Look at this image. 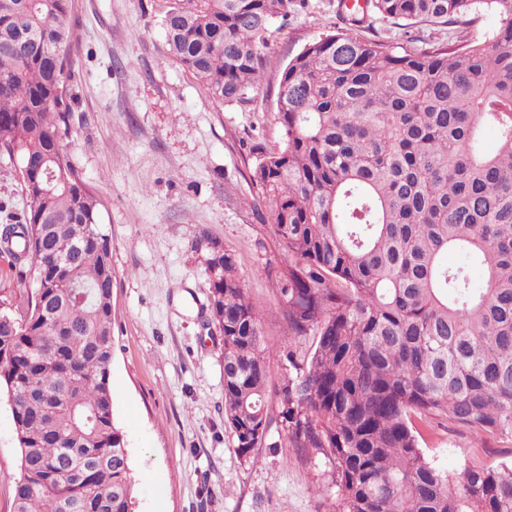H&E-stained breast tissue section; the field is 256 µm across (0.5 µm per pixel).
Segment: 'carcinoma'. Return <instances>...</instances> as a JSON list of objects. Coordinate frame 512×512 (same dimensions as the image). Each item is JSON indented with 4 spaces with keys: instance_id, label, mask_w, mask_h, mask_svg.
Here are the masks:
<instances>
[{
    "instance_id": "obj_1",
    "label": "carcinoma",
    "mask_w": 512,
    "mask_h": 512,
    "mask_svg": "<svg viewBox=\"0 0 512 512\" xmlns=\"http://www.w3.org/2000/svg\"><path fill=\"white\" fill-rule=\"evenodd\" d=\"M301 0H173L174 60L205 93L259 88L274 21ZM73 0H0V156L22 217L0 258L26 298L0 293V392L22 479L12 512H133L110 389L112 249L101 203L63 148L75 64ZM281 74L274 149L248 167L286 262L274 272L286 335L312 337L269 406L259 304L232 254L202 236L207 322H224V417L242 458L270 425L336 465V512H512V462L451 473L418 447L413 416L512 439V0H365ZM494 45L464 40L479 14ZM454 25L420 50L372 20ZM499 132L486 153L481 131ZM465 261L448 265V251ZM485 279L472 287L470 263Z\"/></svg>"
}]
</instances>
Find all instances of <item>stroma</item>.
Segmentation results:
<instances>
[{"instance_id": "obj_1", "label": "stroma", "mask_w": 512, "mask_h": 512, "mask_svg": "<svg viewBox=\"0 0 512 512\" xmlns=\"http://www.w3.org/2000/svg\"><path fill=\"white\" fill-rule=\"evenodd\" d=\"M170 0H75L77 62L64 149L103 202L112 248L113 416L134 480V512H330L336 472L269 435L239 456L224 421V361L205 327L208 278L192 250L200 235L231 253L260 304L271 388L289 354L311 339L284 334L273 269L284 261L253 205L255 147L281 139V74L310 41L341 25L338 0H305L277 20L263 48L264 76L246 103L219 105L172 58L162 18ZM375 29L393 46L454 37L448 27ZM419 444L457 472L512 459V440L432 416ZM22 476L11 406L0 396V512H12Z\"/></svg>"}]
</instances>
